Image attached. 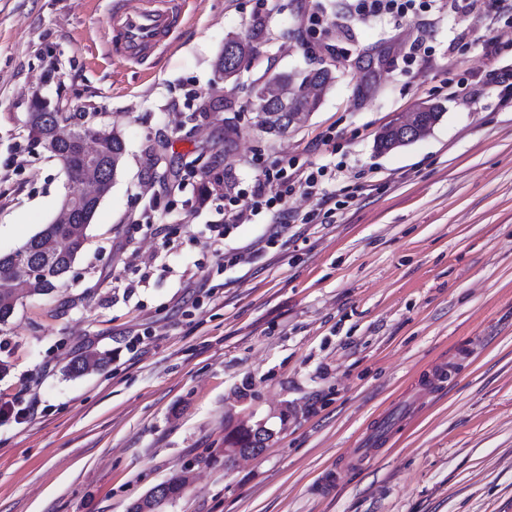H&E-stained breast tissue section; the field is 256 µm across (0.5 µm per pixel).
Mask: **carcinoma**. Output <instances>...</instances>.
<instances>
[{"mask_svg": "<svg viewBox=\"0 0 512 512\" xmlns=\"http://www.w3.org/2000/svg\"><path fill=\"white\" fill-rule=\"evenodd\" d=\"M263 26V21L254 20L250 34L237 36L224 43V49L215 60V70L224 80L235 78L252 61L255 55L253 34L260 32ZM335 79L333 71L322 67L300 73L271 75L261 86L253 88L256 95L272 88L280 92V96L260 116L258 126L273 138H281L296 130L302 119L317 109L320 93L328 90ZM416 111V121L424 133L442 116V108L436 103L423 102L417 106ZM64 120L69 122L70 131L93 142L91 149L66 160L65 166L71 181H82L91 170L100 172V168L109 160L112 161V174H117L125 154L123 138L115 131L110 138L98 135L99 128L88 124L83 113H73L64 117ZM375 143L376 149L381 152L406 145V142L399 139V132L393 123L378 132ZM79 217L80 213L76 212L72 216L71 224L45 225L20 247L21 251L36 257L47 270L43 278H35L26 284L28 295H48L62 285V278L58 277V273L74 265L88 241V234L83 232L84 225L78 223ZM15 299L16 284L7 263L0 262V323L7 322L13 314ZM109 362L108 354L87 351L71 361L68 372L73 376H82L104 368ZM229 443L244 450L256 447L253 429H238ZM185 487V479L177 475L165 483L161 496L147 495L132 503L128 512H157L161 502L180 496Z\"/></svg>", "mask_w": 512, "mask_h": 512, "instance_id": "cac0c4a2", "label": "carcinoma"}]
</instances>
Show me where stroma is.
<instances>
[{
  "label": "stroma",
  "instance_id": "35a3bbf8",
  "mask_svg": "<svg viewBox=\"0 0 512 512\" xmlns=\"http://www.w3.org/2000/svg\"><path fill=\"white\" fill-rule=\"evenodd\" d=\"M110 5L0 0V254L51 222L69 185L27 136L36 101L126 143L62 287L0 324V394L29 387L43 406L27 425L0 419V512H127L178 474L186 489L161 512H512V104L448 96L492 69L481 43L512 42V27L490 10L398 25L352 0H188L170 50L134 64L105 53ZM317 6L329 28L308 27ZM258 14L253 62L220 79L225 38ZM420 34L431 54L405 66ZM320 63L336 80L318 109L268 138L252 86ZM428 99L438 124L376 151ZM289 161L341 165L328 189L342 207L271 243L270 215L234 225L238 259L218 257L207 225L223 200L188 205L200 175L232 173L246 196ZM136 333L140 351L123 352ZM461 348L450 384L409 416L422 372ZM89 349L111 363L71 376ZM258 420L268 448L225 464V438ZM376 423L391 446L323 492Z\"/></svg>",
  "mask_w": 512,
  "mask_h": 512
}]
</instances>
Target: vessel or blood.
<instances>
[{
  "mask_svg": "<svg viewBox=\"0 0 512 512\" xmlns=\"http://www.w3.org/2000/svg\"><path fill=\"white\" fill-rule=\"evenodd\" d=\"M184 4L185 0H118L105 21L110 55L142 63L164 51L184 23Z\"/></svg>",
  "mask_w": 512,
  "mask_h": 512,
  "instance_id": "vessel-or-blood-1",
  "label": "vessel or blood"
}]
</instances>
